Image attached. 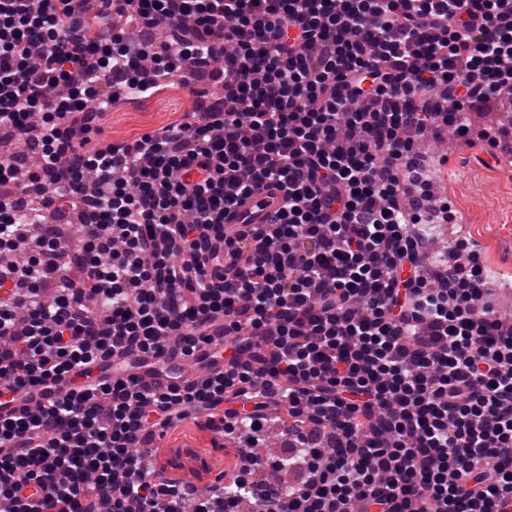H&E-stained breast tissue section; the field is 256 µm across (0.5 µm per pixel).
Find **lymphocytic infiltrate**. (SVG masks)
Listing matches in <instances>:
<instances>
[{
    "instance_id": "1",
    "label": "lymphocytic infiltrate",
    "mask_w": 512,
    "mask_h": 512,
    "mask_svg": "<svg viewBox=\"0 0 512 512\" xmlns=\"http://www.w3.org/2000/svg\"><path fill=\"white\" fill-rule=\"evenodd\" d=\"M222 99L113 143L124 89ZM512 97V0H0V503L8 512H512V322L418 140ZM266 224L224 218L268 188ZM69 226L19 223L32 204ZM197 357L199 381L101 377ZM288 409V449L261 455ZM239 438L209 497L135 449Z\"/></svg>"
}]
</instances>
